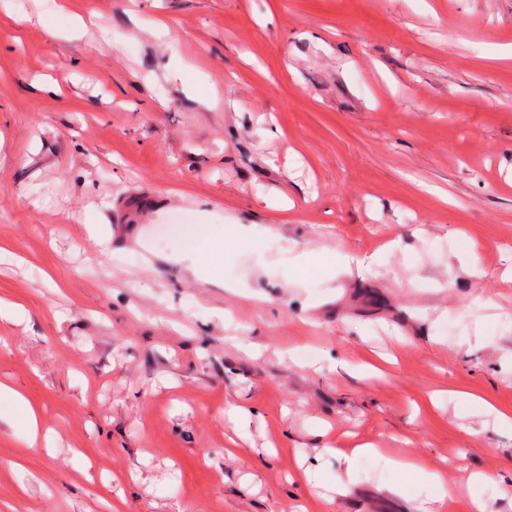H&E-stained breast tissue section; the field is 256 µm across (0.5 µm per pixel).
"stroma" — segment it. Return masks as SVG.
Masks as SVG:
<instances>
[{"mask_svg":"<svg viewBox=\"0 0 512 512\" xmlns=\"http://www.w3.org/2000/svg\"><path fill=\"white\" fill-rule=\"evenodd\" d=\"M511 266L512 0H0V512H470ZM393 467L404 471L409 476H415L418 481L428 487L433 494V500L443 501L448 495V482L442 472H428L421 469L413 461L387 460Z\"/></svg>","mask_w":512,"mask_h":512,"instance_id":"obj_1","label":"stroma"}]
</instances>
